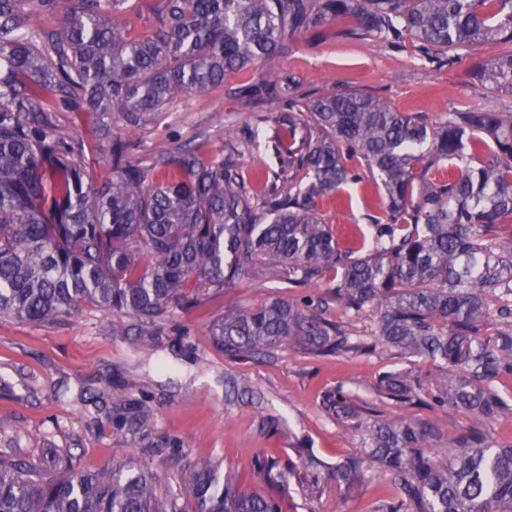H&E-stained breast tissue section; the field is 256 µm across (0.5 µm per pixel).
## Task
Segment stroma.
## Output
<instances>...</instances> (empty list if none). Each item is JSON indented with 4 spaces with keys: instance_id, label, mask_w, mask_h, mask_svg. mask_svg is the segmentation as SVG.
I'll return each mask as SVG.
<instances>
[{
    "instance_id": "obj_1",
    "label": "stroma",
    "mask_w": 512,
    "mask_h": 512,
    "mask_svg": "<svg viewBox=\"0 0 512 512\" xmlns=\"http://www.w3.org/2000/svg\"><path fill=\"white\" fill-rule=\"evenodd\" d=\"M498 52V46L481 45L453 62L430 64L419 60L410 40L393 46L353 41L330 27L317 37L297 34L279 63L297 77L300 92L314 95L339 84L434 122L464 107L512 109V93L490 90L472 76L476 61L492 59ZM258 75L254 68L237 71L212 96L169 102L155 120L134 133L141 144L138 159L148 160L151 154L187 142L208 157L231 155L249 180L275 166L270 147L286 133L278 120L282 105H264L266 120L259 124L239 94ZM228 128L237 133L231 147L224 141ZM255 133L262 143L258 149L248 144ZM380 199L374 187L363 182L352 186L347 198L325 201L321 213L342 236L354 225L366 224ZM276 293L266 275L245 278L227 293L211 294L199 306L176 313L172 324L183 338L160 347L142 344L132 334L113 335L111 315L91 307L63 325L0 319V450L24 457L67 445L82 466L95 471L127 459L151 468L162 490L181 493L164 456H144L93 426L81 392L99 378L118 373L152 395L157 435L182 437L191 463L221 464L238 476L245 491L266 489L252 472L258 451L285 463L295 459V448L302 442L329 467L358 453V436L336 426L323 411L324 394L344 386L366 396L382 371L406 368L424 375L432 372V364L404 359L385 347L370 358L315 360L287 344L262 361L231 359L212 347L209 330L215 321L231 310L255 308ZM385 489V483L377 481L339 501L332 495L311 498L294 486L280 507L282 512H370Z\"/></svg>"
}]
</instances>
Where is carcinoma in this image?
Returning <instances> with one entry per match:
<instances>
[{
  "label": "carcinoma",
  "mask_w": 512,
  "mask_h": 512,
  "mask_svg": "<svg viewBox=\"0 0 512 512\" xmlns=\"http://www.w3.org/2000/svg\"><path fill=\"white\" fill-rule=\"evenodd\" d=\"M127 2L0 0V318L62 325L90 306L157 342L175 312L265 270L290 286L324 281L325 295L230 312L210 329L214 348L264 358L288 343L324 358L381 344L437 371H386L371 403L326 392L323 409L359 433L360 451L328 469L309 452L286 466L261 453L252 467L269 494L187 462L182 439L154 436L149 394L108 377L86 398L100 428L165 455L186 495L160 492L127 460L85 471L69 448L24 460L5 450L0 512H281L276 496L293 483L334 484L346 499L379 478L389 491L372 512H512V442L482 428L512 413L497 387L512 374V241L500 234L512 221V111L433 123L337 84L310 98L276 67L294 35L335 21L346 39L407 36L424 58L511 44L512 0H155L146 34L131 31ZM251 66L264 72L243 90L248 103L288 107V177L256 175L253 198L217 155L185 146L148 168L134 158L129 135L167 103L211 95ZM473 74L512 93V51ZM85 111L103 119L95 141L62 122ZM365 168L385 202L369 234L342 247L319 205ZM405 405L450 407L474 425L445 441L427 420L385 418Z\"/></svg>",
  "instance_id": "cac0c4a2"
}]
</instances>
